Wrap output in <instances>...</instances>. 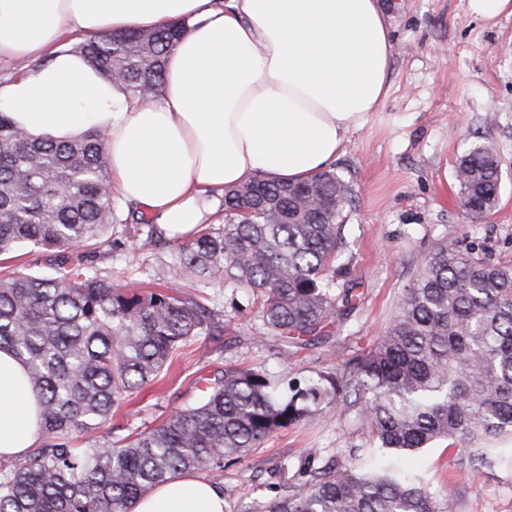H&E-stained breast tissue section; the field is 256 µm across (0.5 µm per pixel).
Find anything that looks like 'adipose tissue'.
<instances>
[{"label":"adipose tissue","mask_w":512,"mask_h":512,"mask_svg":"<svg viewBox=\"0 0 512 512\" xmlns=\"http://www.w3.org/2000/svg\"><path fill=\"white\" fill-rule=\"evenodd\" d=\"M172 21L187 31L148 104L60 45ZM392 50L378 0H0V59L30 63L0 84V108L38 138L106 130L120 198L185 239L212 213L209 191L257 174L299 182L336 161L383 102ZM43 441L24 366L0 349V458ZM225 509L221 483L178 474L132 512Z\"/></svg>","instance_id":"1"}]
</instances>
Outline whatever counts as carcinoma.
I'll return each instance as SVG.
<instances>
[{
	"label": "carcinoma",
	"instance_id": "1",
	"mask_svg": "<svg viewBox=\"0 0 512 512\" xmlns=\"http://www.w3.org/2000/svg\"><path fill=\"white\" fill-rule=\"evenodd\" d=\"M185 27L101 34L72 45L132 98L162 92L164 61ZM106 134L37 139L0 110V257L22 247L52 256L53 274L0 275V348L27 367L47 442L0 469V512H131L169 477L213 470L312 417L327 401L361 418L368 448L303 455L304 479L260 512H458L404 461L439 441L473 477H512V266L440 243L403 289L386 331L334 374L282 394L258 368L202 375L198 401L162 423L73 442L167 370L201 336L224 335L183 286L221 279L247 289L263 325L288 347L311 344L352 288L340 287L351 185L333 170L290 184L261 175L224 192V223L183 241L174 284L133 292L76 264L109 241L112 181ZM498 153L480 142L456 166L460 208L474 223L499 202Z\"/></svg>",
	"mask_w": 512,
	"mask_h": 512
}]
</instances>
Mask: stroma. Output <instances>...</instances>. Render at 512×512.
<instances>
[{"label":"stroma","mask_w":512,"mask_h":512,"mask_svg":"<svg viewBox=\"0 0 512 512\" xmlns=\"http://www.w3.org/2000/svg\"><path fill=\"white\" fill-rule=\"evenodd\" d=\"M382 2L393 44L387 95L350 133L333 164L354 190L343 250V281L357 294L352 307L334 317L322 341L289 349L267 333L257 304L243 290L213 282L202 294L223 321V336L191 342L166 377L143 387L95 438L158 425L175 408L198 400L199 372L227 363L265 369L283 385L335 371L381 336L402 289L437 243L512 265V15L486 21L470 12L468 0ZM485 138L501 161L500 198L493 216L475 224L459 206L455 167ZM179 244L146 215L118 206L112 237L93 263L119 287L157 289L170 281ZM369 444L361 419L325 404L206 477L223 484L226 512H257L284 480L281 462L299 463L309 448L346 451ZM454 460V451L439 443L418 463L433 485L456 498L458 512H512L511 478L474 479Z\"/></svg>","instance_id":"1"}]
</instances>
